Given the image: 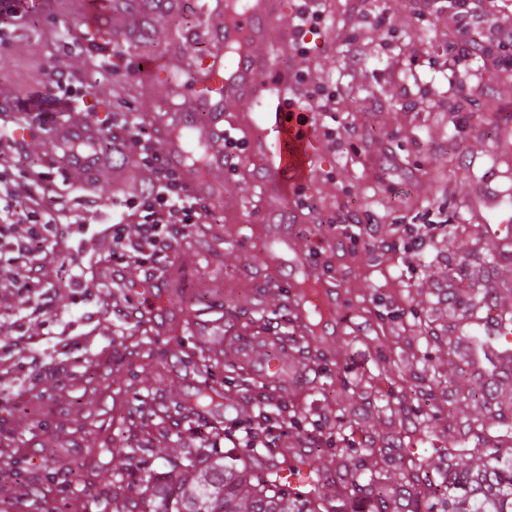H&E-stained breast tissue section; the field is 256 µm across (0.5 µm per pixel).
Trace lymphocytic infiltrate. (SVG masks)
<instances>
[{
    "label": "lymphocytic infiltrate",
    "mask_w": 512,
    "mask_h": 512,
    "mask_svg": "<svg viewBox=\"0 0 512 512\" xmlns=\"http://www.w3.org/2000/svg\"><path fill=\"white\" fill-rule=\"evenodd\" d=\"M457 28L448 36L450 54L470 60L485 59L487 46L512 45V32L489 27L486 13L495 0H449ZM324 0H305L297 15L296 35L290 41L294 79L293 104L302 111H330L342 88L310 75V49L306 38L319 34L326 23ZM128 140L138 144L137 164L142 178L130 195L127 209L110 225L112 260L123 265H145L148 259L171 251L198 224L207 206L191 194L173 167L154 153L133 117L123 119ZM16 142L11 127L0 126V270L14 275L20 291L33 293L34 313L54 317L55 293L43 287L41 268L31 262L44 243L59 246L64 233L58 226L62 197L48 192L49 174L44 166L17 168Z\"/></svg>",
    "instance_id": "obj_1"
}]
</instances>
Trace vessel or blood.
Instances as JSON below:
<instances>
[{
	"label": "vessel or blood",
	"mask_w": 512,
	"mask_h": 512,
	"mask_svg": "<svg viewBox=\"0 0 512 512\" xmlns=\"http://www.w3.org/2000/svg\"><path fill=\"white\" fill-rule=\"evenodd\" d=\"M294 9L293 0H245L242 10L235 12L228 0H217L214 7L205 10L210 50L196 58L192 67L198 89L210 91L209 117L190 125L184 118H176L161 135L168 163L181 171L193 195L204 202L217 198L211 182L228 170L224 140L230 128L242 126L243 121L228 118L227 111L230 103L240 100L265 103L261 118L272 121L276 132L271 142L252 136L247 152L263 170L260 187L268 206L296 197L310 183L319 157L314 117L285 108L294 82L287 71L274 65L272 57L285 54L287 43L276 45L270 52L264 48L268 26ZM144 74L148 81L165 85L168 91L177 89L167 61L147 63ZM53 137L61 150L77 140L94 144L98 133L95 127L75 121L58 127Z\"/></svg>",
	"instance_id": "1"
}]
</instances>
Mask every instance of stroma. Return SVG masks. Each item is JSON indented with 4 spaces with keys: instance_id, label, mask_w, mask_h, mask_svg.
Wrapping results in <instances>:
<instances>
[{
    "instance_id": "1",
    "label": "stroma",
    "mask_w": 512,
    "mask_h": 512,
    "mask_svg": "<svg viewBox=\"0 0 512 512\" xmlns=\"http://www.w3.org/2000/svg\"><path fill=\"white\" fill-rule=\"evenodd\" d=\"M329 5L325 31L310 39V60L337 84L353 85L336 106V123L360 135L353 149H322L309 206L290 240L296 250L320 240L317 272L335 284L343 305L321 343L294 330L287 304L296 269L266 253L257 162L241 158L229 171L230 189L211 207L208 235L193 233L149 267L123 269L117 287L107 228L125 211L128 189L104 179L86 188L84 173L56 157L44 123L61 120L63 106L44 99V121L25 112L45 73H75L86 82L76 96L84 121L118 140L124 131L107 120L127 113L161 146L159 127L169 114L197 120L204 106L194 95L169 97L144 79L143 65L169 56L174 68H185L207 52L198 35L201 0H179L150 28L139 7L117 0L101 19L104 39L86 36L80 0H46L33 10L0 0V16L13 20L0 42V111L24 118L32 134L15 164H49L52 192L72 205L61 218L66 249L46 258L58 318L25 322L28 335L51 339L47 374L29 390V346L17 341L14 324L27 300L0 276V339L14 342L0 358V384L22 389L0 405V469L18 476L0 484L7 512H112L115 446L130 463L145 458L158 470L191 451L171 431L179 408L203 387L195 368L201 359L224 396L198 426L220 449L225 433L242 436L260 415L288 441L313 434L324 469L363 458L395 482L396 450L371 455L366 440L377 434L415 446L401 405L429 418L430 448L448 447L461 419L490 429L503 417L512 422V357L468 343L454 355L441 341L451 331H473L458 311L482 292L493 293L492 312L512 317V243L494 237L512 221V76L490 60L449 56L451 9L418 23L405 0H367L360 17L352 16L351 0ZM342 27L353 28L366 70L333 43ZM358 237L373 239L374 250L355 245ZM75 261L85 268L76 285L69 279ZM268 334L281 342L295 382L285 393L266 389L259 401L244 386L256 377L252 365L225 345ZM491 381L496 405L480 397ZM429 385L436 399L421 398ZM349 412L357 424L335 432L336 416ZM74 460L83 464L77 478L67 471Z\"/></svg>"
}]
</instances>
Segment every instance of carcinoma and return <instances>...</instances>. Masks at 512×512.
Here are the masks:
<instances>
[{
    "label": "carcinoma",
    "mask_w": 512,
    "mask_h": 512,
    "mask_svg": "<svg viewBox=\"0 0 512 512\" xmlns=\"http://www.w3.org/2000/svg\"><path fill=\"white\" fill-rule=\"evenodd\" d=\"M465 434L478 445L490 444L492 452L473 464L468 448L453 445L436 475L423 477L422 461L400 453L407 475L399 485L384 481L361 461L348 481L314 470L318 480L342 485L331 499L292 487L278 475L280 462L267 448H203L168 461L162 470L144 467L134 493L123 486L121 476L130 471L125 466L118 472L112 500L116 512H194L199 498L204 512H357L358 503L362 512H421L424 499L430 510L432 501L440 502L443 512H512V459L504 457L512 449V423L502 421L494 435L467 424Z\"/></svg>",
    "instance_id": "carcinoma-1"
}]
</instances>
